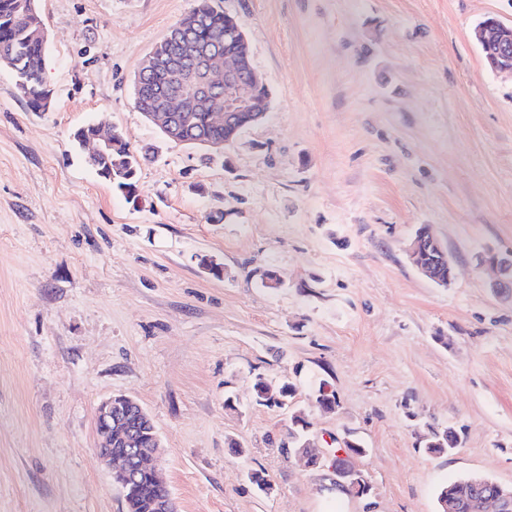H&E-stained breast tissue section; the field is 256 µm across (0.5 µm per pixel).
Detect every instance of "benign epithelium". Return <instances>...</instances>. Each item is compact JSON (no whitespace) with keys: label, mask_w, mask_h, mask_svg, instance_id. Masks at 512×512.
Wrapping results in <instances>:
<instances>
[{"label":"benign epithelium","mask_w":512,"mask_h":512,"mask_svg":"<svg viewBox=\"0 0 512 512\" xmlns=\"http://www.w3.org/2000/svg\"><path fill=\"white\" fill-rule=\"evenodd\" d=\"M235 27L224 32V40L214 46L200 47L197 56L188 61L179 46L192 41V32L181 24L171 27L170 45L165 52L148 54L137 73V87L152 84L158 73L167 76V82L157 87L155 111L148 113L150 120L158 123L166 133L183 126L193 112L207 113V127L190 132L180 140L182 145H202L223 151L236 144L242 131L264 120L269 111L270 96L261 75L252 64L251 50L246 33L238 20ZM475 40L480 44L497 48L496 69L512 70V24L497 18L481 24L475 30ZM429 253L433 263L419 264L417 268L428 278L438 279L436 269L448 264L453 269L448 251L435 236L416 237L410 248L413 260ZM479 265L492 270L494 277L490 287L497 293H512V254L502 255L486 250L479 258ZM137 406L134 398L116 395L103 401L96 415V429L104 440L97 448L99 457L115 466L114 474L130 479L136 469L129 458L112 456V435L122 437L133 448L140 447V437L126 420L124 411ZM352 451L336 452L332 470L336 486L348 487L351 482L368 484L363 474L351 468L347 459ZM473 508L482 512H508L512 509L509 494H481L473 502Z\"/></svg>","instance_id":"1"}]
</instances>
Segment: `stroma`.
<instances>
[{"label": "stroma", "instance_id": "35a3bbf8", "mask_svg": "<svg viewBox=\"0 0 512 512\" xmlns=\"http://www.w3.org/2000/svg\"><path fill=\"white\" fill-rule=\"evenodd\" d=\"M214 3L270 112L212 159L134 104L197 0H37L48 111L0 67V512H127L96 455L119 394L152 418L178 512H436L458 478L512 486V298L478 265L512 251V73L472 37L512 0ZM100 121L156 149L136 201L73 140ZM423 224L450 286L409 258ZM259 375L295 386L287 408L255 405ZM296 415L315 453L360 441L371 498L337 503L328 462L283 448ZM429 423L460 447L425 453Z\"/></svg>", "mask_w": 512, "mask_h": 512}]
</instances>
